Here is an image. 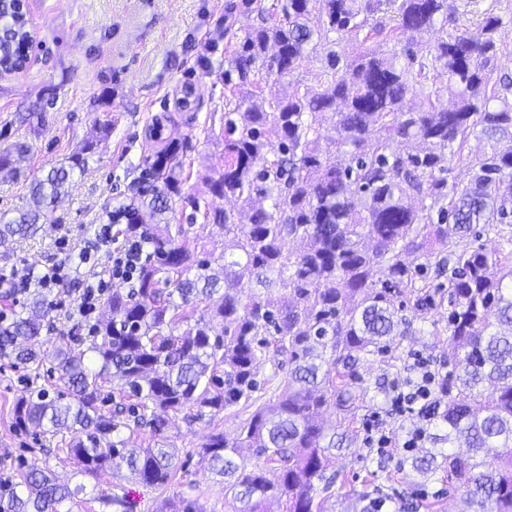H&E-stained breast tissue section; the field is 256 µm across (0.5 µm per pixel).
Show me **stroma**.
I'll list each match as a JSON object with an SVG mask.
<instances>
[{
	"mask_svg": "<svg viewBox=\"0 0 512 512\" xmlns=\"http://www.w3.org/2000/svg\"><path fill=\"white\" fill-rule=\"evenodd\" d=\"M240 0H32L30 28L40 43L24 71L0 72V150L16 141L27 151L17 174L0 172V214L14 216L28 196L31 182L50 167L68 163L93 129L95 120H110V133L89 155L84 171L75 172L67 193L43 218L32 238L0 245V270L24 263L35 271L57 257L59 238L69 242L71 279L57 288L56 310L46 319L39 343L49 351L64 313L84 272L78 253L92 238L106 210L139 198L137 178L147 155L160 144L149 129L162 125L164 138L177 139L188 176L185 189L204 191L203 178L224 157L222 127L227 102L287 93L289 83L314 86L323 65L325 47L306 54L289 78L274 79L265 71H249L244 83L231 89L224 70L244 35L260 23L282 18L278 0H261L263 15H243ZM192 84L190 103H181V90ZM357 387L364 396L357 433L349 455L337 459L347 488H359L366 470L384 461L386 495L409 502L424 500L437 512H458L459 494L442 480L418 482L407 468L403 449L387 455L365 444L372 415L387 407V392L377 391L385 379L384 358L373 355L356 364ZM67 383L50 361L39 370L14 367L0 359V494L19 481L32 465L49 467L59 479L71 480L74 464L62 462L54 439L16 426L13 408L28 390ZM249 409L206 414L194 423L173 415L161 437L177 451L178 477L164 488H151L123 476L84 477L86 488L124 492L133 512H177L181 501L192 500L203 512H233L224 499V480L215 475L201 454L207 436L234 435Z\"/></svg>",
	"mask_w": 512,
	"mask_h": 512,
	"instance_id": "1",
	"label": "stroma"
}]
</instances>
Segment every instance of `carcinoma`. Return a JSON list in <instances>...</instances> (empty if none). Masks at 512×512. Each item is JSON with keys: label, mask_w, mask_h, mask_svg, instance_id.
<instances>
[{"label": "carcinoma", "mask_w": 512, "mask_h": 512, "mask_svg": "<svg viewBox=\"0 0 512 512\" xmlns=\"http://www.w3.org/2000/svg\"><path fill=\"white\" fill-rule=\"evenodd\" d=\"M283 0V20L245 31L232 72L255 64L283 78L330 34H356L383 0ZM390 33L425 39L426 55L364 48L350 59L328 51L318 88L224 109V164L206 176L207 196L247 206L248 223L207 196L184 192L180 143L167 140L145 158L141 205L155 224H131L148 238L137 288L112 292V317L83 347L61 335L53 360L68 392L31 390L16 404L25 429L58 438L76 474L100 477L121 469L147 487L177 475L174 453L158 438L171 415L193 423L206 413L255 407L236 437L213 434L201 445L224 478L237 512H263L272 499L285 512H332L317 487L355 432L359 395L352 368L381 353L400 361L403 337L437 312L445 320L448 372L429 447L410 457L427 478L439 470L467 504L465 512H512V77L493 78L502 15L488 9L474 29L456 26L455 0H390ZM439 71L450 103L433 101L427 69ZM327 112L336 115L323 127ZM111 130L97 127L67 166L36 180L18 216H0V241L32 236L74 171ZM486 141L479 155L470 139ZM334 153L322 149V143ZM419 143L418 151L402 145ZM471 178L449 181L456 166ZM189 211L173 224V205ZM224 235V251L198 258L187 245L197 215ZM494 236L489 250L479 240ZM297 242L291 250L286 243ZM249 279L255 291L243 295ZM52 304L41 294L10 321L0 320V358L39 366V341ZM288 377L275 398L258 392ZM338 427L326 425L327 409ZM149 427L147 445L125 431ZM248 449L255 463L243 461ZM273 478H268V475ZM379 473L347 495V512H379ZM84 484L58 482L33 467L0 495V512H59Z\"/></svg>", "instance_id": "cac0c4a2"}]
</instances>
